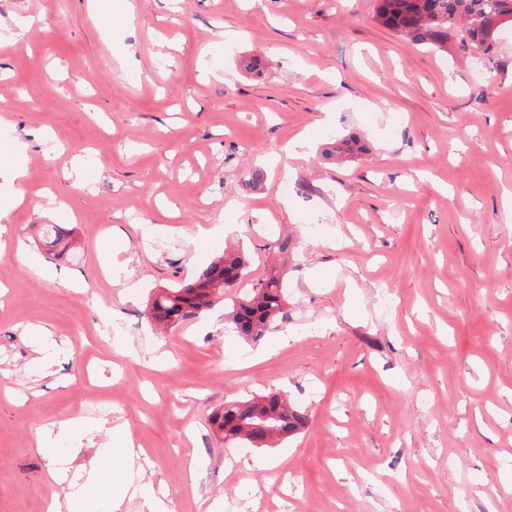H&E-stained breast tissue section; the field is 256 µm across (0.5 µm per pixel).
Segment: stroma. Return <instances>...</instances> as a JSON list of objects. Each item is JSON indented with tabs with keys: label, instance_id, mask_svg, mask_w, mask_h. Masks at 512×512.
I'll use <instances>...</instances> for the list:
<instances>
[{
	"label": "stroma",
	"instance_id": "1",
	"mask_svg": "<svg viewBox=\"0 0 512 512\" xmlns=\"http://www.w3.org/2000/svg\"><path fill=\"white\" fill-rule=\"evenodd\" d=\"M104 4L133 26L106 30ZM375 7L0 0V28L40 21L29 45L0 44V512H45L37 434L73 418L123 426L175 512H512V36L478 84L457 40L414 45ZM345 136L364 152L328 160ZM56 223L73 233L54 258L40 236ZM281 234L288 317L261 341L220 304L163 334L143 321L227 248L250 253L249 291ZM19 236L71 287L32 276ZM127 312L142 322L125 355L96 326ZM33 324L73 350L46 377L28 370ZM271 390L304 430L272 448L211 434L224 403Z\"/></svg>",
	"mask_w": 512,
	"mask_h": 512
}]
</instances>
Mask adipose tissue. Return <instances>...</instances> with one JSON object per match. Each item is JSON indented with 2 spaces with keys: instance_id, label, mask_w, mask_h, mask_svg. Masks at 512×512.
I'll return each instance as SVG.
<instances>
[{
  "instance_id": "ef3b65f1",
  "label": "adipose tissue",
  "mask_w": 512,
  "mask_h": 512,
  "mask_svg": "<svg viewBox=\"0 0 512 512\" xmlns=\"http://www.w3.org/2000/svg\"><path fill=\"white\" fill-rule=\"evenodd\" d=\"M107 441L87 461L78 456L89 432L73 419L44 429L38 440L49 473L61 484L64 500L82 512H120L127 495L142 498L149 512H172L169 502L155 494L151 484L137 480L134 450L121 426L105 429Z\"/></svg>"
}]
</instances>
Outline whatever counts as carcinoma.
Returning a JSON list of instances; mask_svg holds the SVG:
<instances>
[{
	"label": "carcinoma",
	"instance_id": "obj_1",
	"mask_svg": "<svg viewBox=\"0 0 512 512\" xmlns=\"http://www.w3.org/2000/svg\"><path fill=\"white\" fill-rule=\"evenodd\" d=\"M375 18L392 31L414 43L440 49L455 37L462 49L476 55L492 53L499 34L512 24V0H377ZM351 138L342 139L326 151L343 163L359 152ZM50 244L67 250L70 230L47 225ZM250 257L240 249H226L214 258L192 282L163 288L152 299L151 323L160 328L175 327L195 319L203 310L250 274ZM283 270L274 268L257 279L250 291L233 301L225 313L238 336L256 343L277 320L286 317L287 298ZM307 414L279 393L253 395L227 402L210 419L213 435L229 443L272 447L303 429Z\"/></svg>",
	"mask_w": 512,
	"mask_h": 512
}]
</instances>
